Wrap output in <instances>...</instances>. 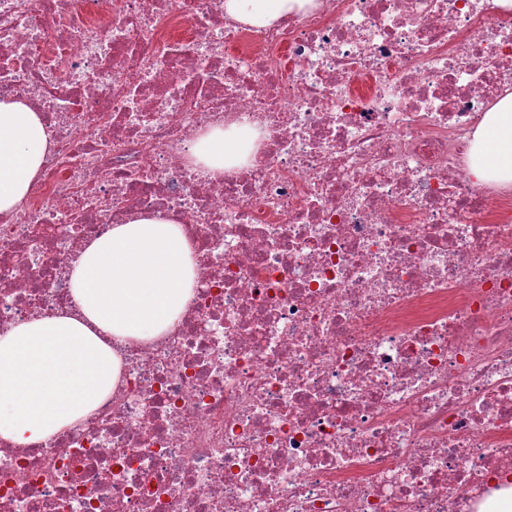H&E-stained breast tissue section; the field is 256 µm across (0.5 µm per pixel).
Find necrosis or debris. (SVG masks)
Here are the masks:
<instances>
[{
	"label": "necrosis or debris",
	"instance_id": "4bbe7bcc",
	"mask_svg": "<svg viewBox=\"0 0 512 512\" xmlns=\"http://www.w3.org/2000/svg\"><path fill=\"white\" fill-rule=\"evenodd\" d=\"M512 86L494 0H0V98L52 145L0 222V333L73 308L144 213L198 266L85 421L0 439V512H479L512 475V191L470 143ZM252 149L215 175L213 128ZM314 0H224V13L251 26H268L292 11L306 10Z\"/></svg>",
	"mask_w": 512,
	"mask_h": 512
}]
</instances>
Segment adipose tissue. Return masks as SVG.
<instances>
[{
  "label": "adipose tissue",
  "instance_id": "1",
  "mask_svg": "<svg viewBox=\"0 0 512 512\" xmlns=\"http://www.w3.org/2000/svg\"><path fill=\"white\" fill-rule=\"evenodd\" d=\"M313 0H224V12L270 25ZM51 133L25 100H0V217L28 195ZM241 142L212 130L194 149L211 171L237 157ZM473 175L512 184V92L485 113L473 134ZM76 312L22 321L0 334V439L35 445L86 420L117 383L121 348L170 331L196 287L182 227L144 215L92 240L67 270Z\"/></svg>",
  "mask_w": 512,
  "mask_h": 512
}]
</instances>
